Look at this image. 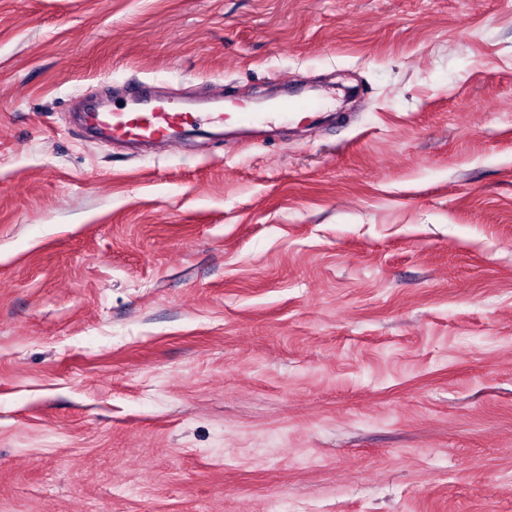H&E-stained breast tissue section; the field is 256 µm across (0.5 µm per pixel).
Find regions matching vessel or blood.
Instances as JSON below:
<instances>
[{
	"label": "vessel or blood",
	"mask_w": 512,
	"mask_h": 512,
	"mask_svg": "<svg viewBox=\"0 0 512 512\" xmlns=\"http://www.w3.org/2000/svg\"><path fill=\"white\" fill-rule=\"evenodd\" d=\"M317 99L296 100L282 97L266 112H228L223 104L212 111L198 112L177 96H159L151 86L137 83L126 86L125 103L120 108L88 110L87 119L112 140L158 145L168 141L176 129L206 123L237 126L252 130L299 124L303 115L320 109Z\"/></svg>",
	"instance_id": "b4317fda"
}]
</instances>
